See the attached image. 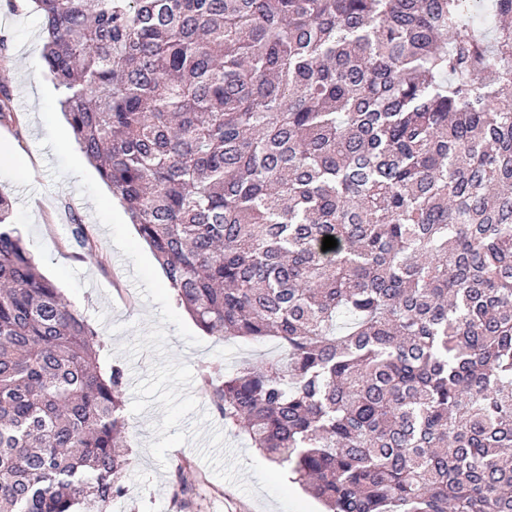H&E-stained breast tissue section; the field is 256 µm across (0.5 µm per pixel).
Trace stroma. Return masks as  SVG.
<instances>
[{
  "mask_svg": "<svg viewBox=\"0 0 512 512\" xmlns=\"http://www.w3.org/2000/svg\"><path fill=\"white\" fill-rule=\"evenodd\" d=\"M0 39L7 46L0 52V87L8 89L17 115L15 121H0V195L10 200L11 221L42 274L96 331L102 370L117 364L124 368L123 400L132 403L136 384L158 357L146 350L131 358L124 348L158 324L160 306L142 295L131 260L114 246L93 203L80 194L77 177L52 175L58 160L42 144L46 129L39 113V84L52 77L34 75L42 28L27 0H0ZM76 218L87 225L93 249L70 245L69 226ZM166 330L168 358L187 363L194 373L189 392L198 409L180 423L188 435L180 456H168L163 466L148 450L153 427L163 418L160 404L139 415L126 413L125 446L131 465L126 493L113 502L110 512H323L319 501L288 481L283 467L252 447L247 434L225 426L199 378L208 365L229 370L273 357L280 352L277 344L205 334L200 345L191 346L174 325ZM178 476L195 487L183 507L174 504Z\"/></svg>",
  "mask_w": 512,
  "mask_h": 512,
  "instance_id": "1",
  "label": "stroma"
}]
</instances>
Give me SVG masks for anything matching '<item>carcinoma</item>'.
<instances>
[{"label":"carcinoma","mask_w":512,"mask_h":512,"mask_svg":"<svg viewBox=\"0 0 512 512\" xmlns=\"http://www.w3.org/2000/svg\"><path fill=\"white\" fill-rule=\"evenodd\" d=\"M32 3L178 304L283 349L204 375L224 424L326 512H512V0ZM8 213L0 512H107L125 370Z\"/></svg>","instance_id":"1"}]
</instances>
